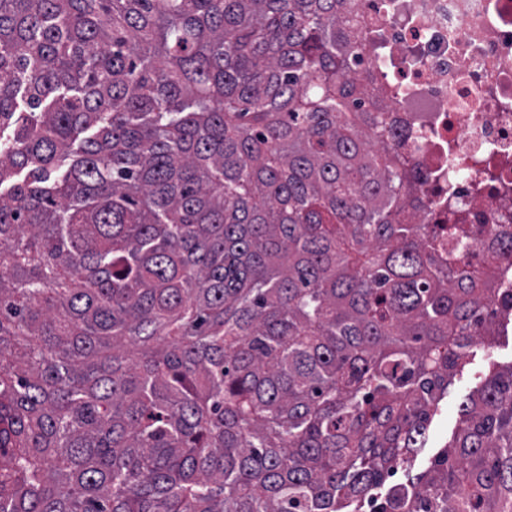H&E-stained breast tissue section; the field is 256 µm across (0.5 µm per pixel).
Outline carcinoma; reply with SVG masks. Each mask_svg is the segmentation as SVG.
<instances>
[{"label":"carcinoma","instance_id":"cac0c4a2","mask_svg":"<svg viewBox=\"0 0 512 512\" xmlns=\"http://www.w3.org/2000/svg\"><path fill=\"white\" fill-rule=\"evenodd\" d=\"M352 0H0V512H512V362ZM26 109H20V104ZM470 354L469 364L461 375H457L448 385V394L439 408L434 411L427 425V443L418 454L412 474L423 471L434 454L454 436L458 423L459 405L471 396L482 385L493 361L502 364L512 360V331L502 336L499 343L491 349L474 348Z\"/></svg>","mask_w":512,"mask_h":512}]
</instances>
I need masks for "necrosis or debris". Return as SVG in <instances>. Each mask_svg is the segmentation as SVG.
<instances>
[{
    "instance_id": "obj_1",
    "label": "necrosis or debris",
    "mask_w": 512,
    "mask_h": 512,
    "mask_svg": "<svg viewBox=\"0 0 512 512\" xmlns=\"http://www.w3.org/2000/svg\"><path fill=\"white\" fill-rule=\"evenodd\" d=\"M350 20L420 196L468 225L461 262L512 289V263L491 261L512 236V0H353Z\"/></svg>"
}]
</instances>
